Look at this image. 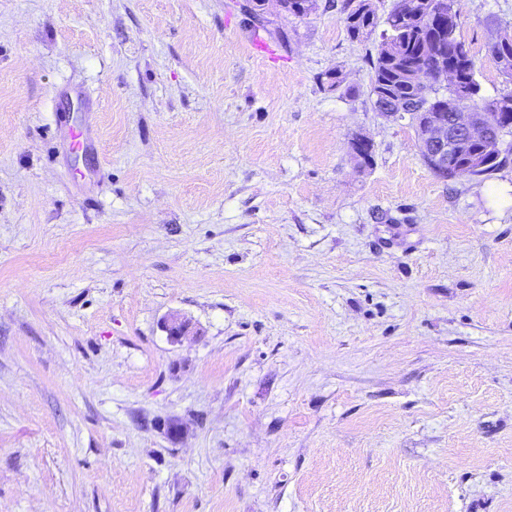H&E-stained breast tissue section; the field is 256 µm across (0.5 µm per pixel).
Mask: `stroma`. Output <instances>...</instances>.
Wrapping results in <instances>:
<instances>
[{
    "mask_svg": "<svg viewBox=\"0 0 512 512\" xmlns=\"http://www.w3.org/2000/svg\"><path fill=\"white\" fill-rule=\"evenodd\" d=\"M344 3L0 0V512H512V162L436 176ZM301 1L304 4L303 13L301 16L307 15L315 8V0H250V10L257 16H263L270 3H276L281 9L288 5V13L291 12L297 16L294 11L295 6ZM258 7V8H257ZM163 329L171 343H181L185 336L192 332V325L189 320L178 314H171L162 323Z\"/></svg>",
    "mask_w": 512,
    "mask_h": 512,
    "instance_id": "35a3bbf8",
    "label": "stroma"
}]
</instances>
